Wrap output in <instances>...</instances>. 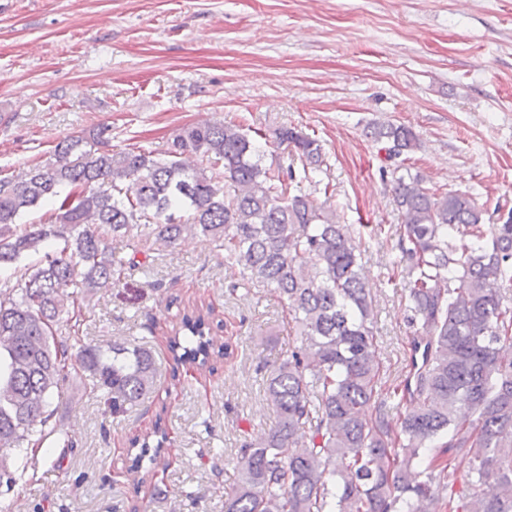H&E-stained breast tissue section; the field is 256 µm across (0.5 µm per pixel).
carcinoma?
I'll use <instances>...</instances> for the list:
<instances>
[{
  "mask_svg": "<svg viewBox=\"0 0 512 512\" xmlns=\"http://www.w3.org/2000/svg\"><path fill=\"white\" fill-rule=\"evenodd\" d=\"M370 135L390 154L421 147L404 124L379 121ZM274 138L295 149L302 175L262 166L256 140L229 122L182 128L163 158L115 153L111 128L94 127L59 141L53 161L0 180V268L17 270L16 283L0 287V484L27 471L24 446L55 432L54 393L69 370L89 372L114 413L153 392V356L138 343L76 350L71 341L86 303L134 262L118 244L135 252L143 241L169 248L202 235L240 267L243 285L285 301L300 338L268 376L278 421L241 445L224 512H422L430 502L512 512V358L502 355L512 347V211L487 224L466 192L433 193L409 168L394 178L397 267L422 364L388 385L356 242L365 225L291 194L298 178L321 185L318 140L288 127ZM47 202L48 223L19 224ZM212 312L203 301L179 309L176 365H231ZM381 391L395 400L393 423L376 402Z\"/></svg>",
  "mask_w": 512,
  "mask_h": 512,
  "instance_id": "1",
  "label": "carcinoma"
}]
</instances>
